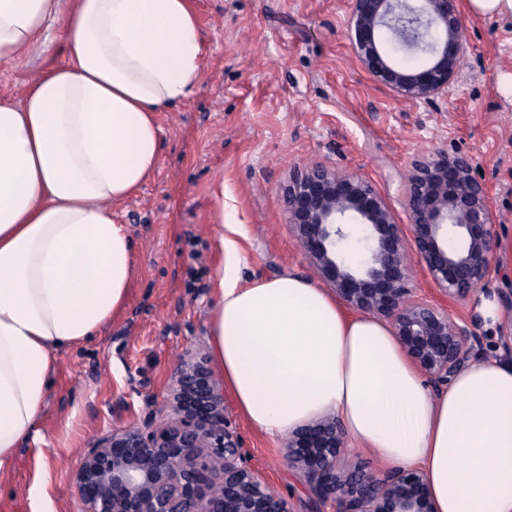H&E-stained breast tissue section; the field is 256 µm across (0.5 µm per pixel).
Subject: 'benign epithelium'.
<instances>
[{
    "label": "benign epithelium",
    "mask_w": 512,
    "mask_h": 512,
    "mask_svg": "<svg viewBox=\"0 0 512 512\" xmlns=\"http://www.w3.org/2000/svg\"><path fill=\"white\" fill-rule=\"evenodd\" d=\"M435 39L423 63L399 67L385 34L394 30L412 49L421 31ZM348 38L361 67L394 96L431 101L470 52L456 0H351ZM402 195L407 223L368 179L324 164L293 170L282 186L290 231L320 279L345 307L368 313L392 329L429 386L448 388L484 350L474 323L411 288L419 267L444 300L459 301L497 272L499 216L469 157L438 150L412 163ZM363 257L342 253L353 230ZM170 414L148 434L112 430L81 457L73 479L83 512H289L288 500L267 490L229 430L224 391L207 360L191 354L171 374ZM288 464L336 512H434L418 470L379 477L351 458L334 416L288 436Z\"/></svg>",
    "instance_id": "benign-epithelium-1"
}]
</instances>
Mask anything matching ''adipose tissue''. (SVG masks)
Segmentation results:
<instances>
[{
    "label": "adipose tissue",
    "mask_w": 512,
    "mask_h": 512,
    "mask_svg": "<svg viewBox=\"0 0 512 512\" xmlns=\"http://www.w3.org/2000/svg\"><path fill=\"white\" fill-rule=\"evenodd\" d=\"M57 19L65 63L0 97V479L39 436L58 351L123 312L132 240L112 207L154 173L160 112L203 79L194 0H0V63ZM220 244L210 353L254 430L332 415L381 467L419 469L435 512H512V361L433 391L388 324L290 270L241 280L242 249Z\"/></svg>",
    "instance_id": "1"
}]
</instances>
